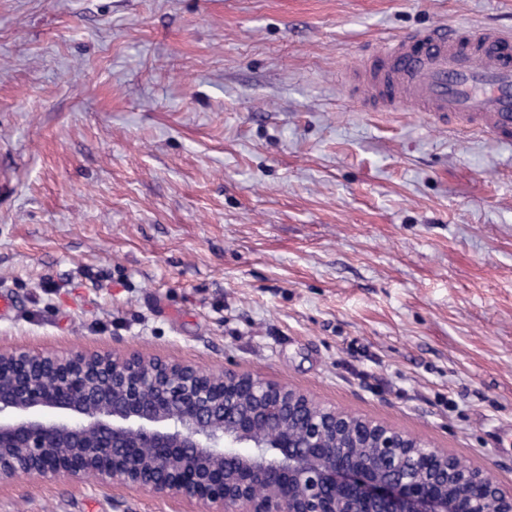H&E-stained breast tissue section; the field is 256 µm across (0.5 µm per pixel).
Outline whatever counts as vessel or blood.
Listing matches in <instances>:
<instances>
[{
	"label": "vessel or blood",
	"mask_w": 512,
	"mask_h": 512,
	"mask_svg": "<svg viewBox=\"0 0 512 512\" xmlns=\"http://www.w3.org/2000/svg\"><path fill=\"white\" fill-rule=\"evenodd\" d=\"M346 79L372 112L413 109L512 145V35L458 27L386 40Z\"/></svg>",
	"instance_id": "b4317fda"
}]
</instances>
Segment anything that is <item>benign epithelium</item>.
<instances>
[{
  "label": "benign epithelium",
  "mask_w": 512,
  "mask_h": 512,
  "mask_svg": "<svg viewBox=\"0 0 512 512\" xmlns=\"http://www.w3.org/2000/svg\"><path fill=\"white\" fill-rule=\"evenodd\" d=\"M0 484L20 474L93 478L174 498L192 512H512V490L430 442L352 415L286 385L138 351H0ZM274 403L275 422L243 397ZM381 463L358 457L357 433ZM435 462L428 479L405 465Z\"/></svg>",
  "instance_id": "benign-epithelium-1"
}]
</instances>
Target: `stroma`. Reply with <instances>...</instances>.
Wrapping results in <instances>:
<instances>
[{
    "label": "stroma",
    "mask_w": 512,
    "mask_h": 512,
    "mask_svg": "<svg viewBox=\"0 0 512 512\" xmlns=\"http://www.w3.org/2000/svg\"><path fill=\"white\" fill-rule=\"evenodd\" d=\"M512 0H0V349L262 376L512 489V145L367 112ZM0 512H182L20 475Z\"/></svg>",
    "instance_id": "1"
}]
</instances>
